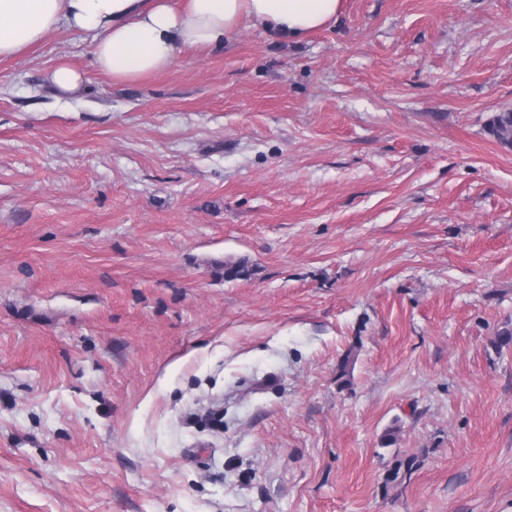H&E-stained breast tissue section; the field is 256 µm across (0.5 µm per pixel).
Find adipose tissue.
I'll list each match as a JSON object with an SVG mask.
<instances>
[{"label":"adipose tissue","mask_w":512,"mask_h":512,"mask_svg":"<svg viewBox=\"0 0 512 512\" xmlns=\"http://www.w3.org/2000/svg\"><path fill=\"white\" fill-rule=\"evenodd\" d=\"M341 0H0V58L62 27L94 33L95 64L117 81L171 67L190 47L223 46L245 21L299 41L325 27Z\"/></svg>","instance_id":"adipose-tissue-1"}]
</instances>
